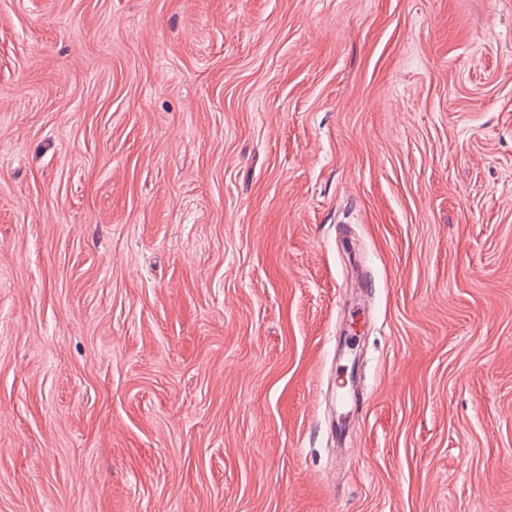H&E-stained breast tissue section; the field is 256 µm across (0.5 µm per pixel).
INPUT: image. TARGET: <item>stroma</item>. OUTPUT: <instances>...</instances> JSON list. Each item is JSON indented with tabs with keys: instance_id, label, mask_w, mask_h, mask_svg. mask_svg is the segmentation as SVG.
Returning <instances> with one entry per match:
<instances>
[{
	"instance_id": "obj_1",
	"label": "stroma",
	"mask_w": 512,
	"mask_h": 512,
	"mask_svg": "<svg viewBox=\"0 0 512 512\" xmlns=\"http://www.w3.org/2000/svg\"><path fill=\"white\" fill-rule=\"evenodd\" d=\"M0 512H512V0H0Z\"/></svg>"
}]
</instances>
